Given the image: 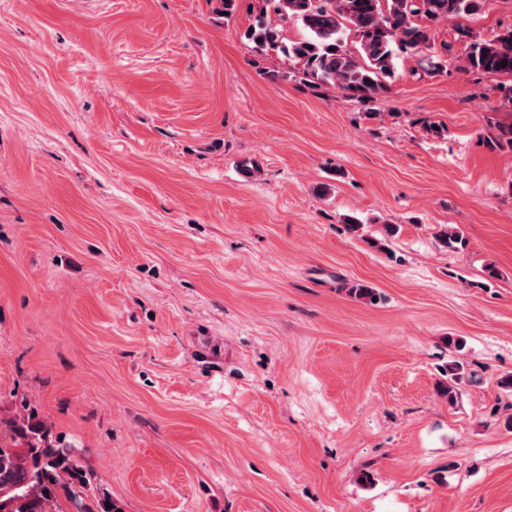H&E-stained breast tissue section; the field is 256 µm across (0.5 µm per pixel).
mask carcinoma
Returning a JSON list of instances; mask_svg holds the SVG:
<instances>
[{
  "instance_id": "cac0c4a2",
  "label": "carcinoma",
  "mask_w": 512,
  "mask_h": 512,
  "mask_svg": "<svg viewBox=\"0 0 512 512\" xmlns=\"http://www.w3.org/2000/svg\"><path fill=\"white\" fill-rule=\"evenodd\" d=\"M255 22L245 36L260 52H281L288 71L271 75L294 78L316 87L332 86L359 102L374 99L395 75L399 53L430 51V74L441 73L448 60L434 49L429 26L443 20L478 13L486 0H261ZM280 20L299 22L307 36L288 44L279 28L267 20L268 7ZM356 38V52L346 46V34ZM464 68L489 74H512V28L491 38L475 39L464 58ZM398 233L386 224L381 237L368 244L388 250ZM472 375L458 361L448 363L440 392L456 402L461 385ZM0 437V512H66L65 499L74 512H117L114 501L94 494V473L81 466L70 448L52 439L44 424L8 420ZM112 508H106V505Z\"/></svg>"
}]
</instances>
